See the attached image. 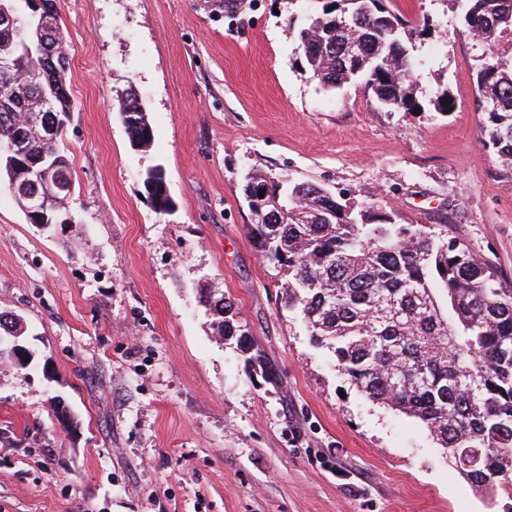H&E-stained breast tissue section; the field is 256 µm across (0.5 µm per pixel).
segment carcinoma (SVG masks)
Returning <instances> with one entry per match:
<instances>
[{
	"mask_svg": "<svg viewBox=\"0 0 512 512\" xmlns=\"http://www.w3.org/2000/svg\"><path fill=\"white\" fill-rule=\"evenodd\" d=\"M470 34L495 46L512 34V0H463ZM408 26L381 0H329L298 32L308 71L328 89L344 80L336 63L308 45L336 43L348 29L358 42L357 73L381 104L417 107L414 63L401 38ZM0 47L22 57L24 72L0 77V144L17 141L56 164V179L40 186L51 216L67 209L74 175L58 139L74 111L63 61L50 62L39 45L0 27ZM489 108V144L512 159V64L490 55L477 74ZM130 143L145 147L153 129L134 89L117 97ZM255 173L251 185H270L264 200L248 203L256 217L249 234L262 256L284 270L288 308L300 316L311 341L333 357L368 400L420 421L476 490L512 486V288L496 283L488 266L454 239L392 221L369 204L343 205L324 188ZM144 188L159 214L174 205L163 171L147 172ZM200 302L224 336L251 349L248 330L233 325V303L207 290ZM474 467H461L469 454Z\"/></svg>",
	"mask_w": 512,
	"mask_h": 512,
	"instance_id": "cac0c4a2",
	"label": "carcinoma"
}]
</instances>
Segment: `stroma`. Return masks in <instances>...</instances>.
Listing matches in <instances>:
<instances>
[{"instance_id": "stroma-1", "label": "stroma", "mask_w": 512, "mask_h": 512, "mask_svg": "<svg viewBox=\"0 0 512 512\" xmlns=\"http://www.w3.org/2000/svg\"><path fill=\"white\" fill-rule=\"evenodd\" d=\"M323 2L59 0L75 221L29 223L0 184V312L34 353L0 363V512H512V491H475L417 420L340 375L250 237L259 171L460 240L512 288V162L488 144V47L460 0H383L412 25L417 115L312 79L295 34ZM130 87L142 148L114 109ZM155 167L167 214L144 189ZM207 288L250 353L218 335ZM116 112H120L132 147L148 146L153 140V129L148 114L133 88L117 97ZM144 188L154 205L155 211L159 214L169 213L174 201L160 168H154L147 172L144 179ZM215 296L216 294L206 290L205 292L201 293L200 302L205 307H209V310L216 317L220 331L224 337L236 336L237 348H240L242 352L250 350L252 344L246 325H233L234 318L237 315V313H234L233 303L230 301V299L227 300L224 298V296H220L219 298ZM220 304H222L221 307L219 306Z\"/></svg>"}]
</instances>
